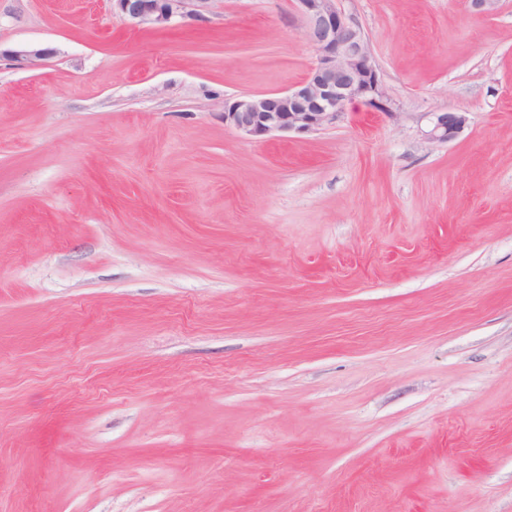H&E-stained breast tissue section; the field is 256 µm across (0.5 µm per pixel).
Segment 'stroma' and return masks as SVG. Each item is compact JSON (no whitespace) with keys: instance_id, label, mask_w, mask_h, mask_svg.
<instances>
[{"instance_id":"obj_1","label":"stroma","mask_w":512,"mask_h":512,"mask_svg":"<svg viewBox=\"0 0 512 512\" xmlns=\"http://www.w3.org/2000/svg\"><path fill=\"white\" fill-rule=\"evenodd\" d=\"M340 5L390 112L256 139L291 0H0V512H512V0ZM131 30L151 32L174 26L176 18L200 15L208 0H110ZM467 122L468 118L463 112H436L426 138L429 141L451 142L463 133Z\"/></svg>"}]
</instances>
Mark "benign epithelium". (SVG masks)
Wrapping results in <instances>:
<instances>
[{"label":"benign epithelium","mask_w":512,"mask_h":512,"mask_svg":"<svg viewBox=\"0 0 512 512\" xmlns=\"http://www.w3.org/2000/svg\"><path fill=\"white\" fill-rule=\"evenodd\" d=\"M208 0H112L130 29L166 30L176 18L200 15ZM300 16L301 34L317 52L308 75L295 86L274 94H246L224 102V125L246 137H283L323 129L354 105L390 112L379 66L361 25L338 6V0H293ZM471 10L492 16L501 0H466ZM11 55L35 64L50 49L27 45ZM464 112H436L427 139L442 143L457 139L465 130Z\"/></svg>","instance_id":"benign-epithelium-1"}]
</instances>
